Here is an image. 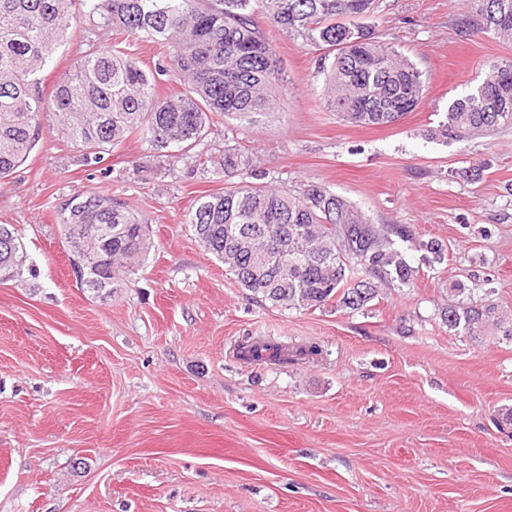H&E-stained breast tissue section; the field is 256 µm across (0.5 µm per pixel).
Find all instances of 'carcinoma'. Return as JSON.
<instances>
[{"label":"carcinoma","instance_id":"carcinoma-1","mask_svg":"<svg viewBox=\"0 0 512 512\" xmlns=\"http://www.w3.org/2000/svg\"><path fill=\"white\" fill-rule=\"evenodd\" d=\"M89 0H0V180L27 160L49 126L95 162L135 135L173 166L200 145L224 118L225 131L283 111L273 95L285 83L279 59L258 24L262 18L285 36L322 47L318 73L324 106L342 120L382 127L420 104L417 67L374 32L356 23L374 0H102L91 5L103 26L124 39L155 43L167 64L144 69L117 48L88 43L50 100L38 72L63 42ZM458 23L463 38L492 33L512 40V0H468ZM181 86L159 96L156 75ZM489 79L453 99L430 139L464 142L512 126V60L494 63ZM227 177L254 175L247 155L227 146L220 163ZM58 223L80 283L98 298L140 266L152 249L149 227L118 200L77 195L60 207ZM193 235L252 299L284 310L334 308L362 312L385 288H409L419 267L408 243L428 264L444 260L443 244L413 240L407 224L378 227L327 187L240 185L199 197L186 214ZM27 251L12 224H0V281L16 278ZM448 330L475 340L512 341V317L490 301L468 297L441 312ZM242 357L283 363L275 344L241 347Z\"/></svg>","mask_w":512,"mask_h":512}]
</instances>
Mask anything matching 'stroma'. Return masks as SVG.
Returning <instances> with one entry per match:
<instances>
[{"label": "stroma", "mask_w": 512, "mask_h": 512, "mask_svg": "<svg viewBox=\"0 0 512 512\" xmlns=\"http://www.w3.org/2000/svg\"><path fill=\"white\" fill-rule=\"evenodd\" d=\"M466 12L465 0H379L364 18L425 84L385 127L327 110L320 49L262 26L288 101L234 134L257 173L326 186L369 223L410 225L447 250L359 313L251 299L184 222L233 184L195 153L170 168L131 137L88 166L41 132L0 180V224L29 255L0 282V512H512V343L440 318L455 285L512 311V128L425 135L490 62L512 59V42L458 36ZM90 39L111 35L85 10L40 74L44 96ZM475 163L479 181L459 177ZM79 194L118 199L153 242L104 301L81 287L57 221ZM259 340L319 352L240 358Z\"/></svg>", "instance_id": "obj_1"}]
</instances>
